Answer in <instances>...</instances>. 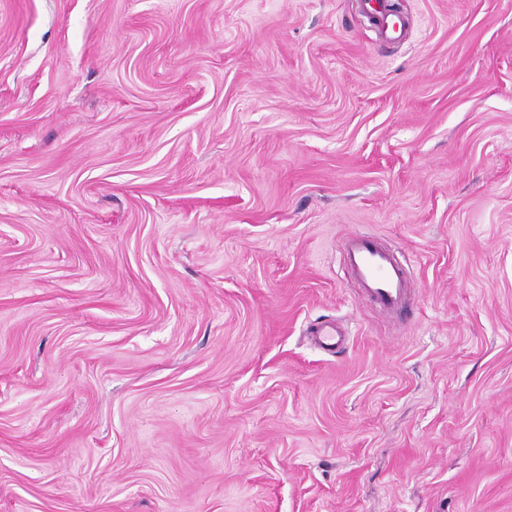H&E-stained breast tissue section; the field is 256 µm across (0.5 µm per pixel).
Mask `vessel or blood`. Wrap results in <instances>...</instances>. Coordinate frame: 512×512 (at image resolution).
Returning a JSON list of instances; mask_svg holds the SVG:
<instances>
[{
	"label": "vessel or blood",
	"instance_id": "b4317fda",
	"mask_svg": "<svg viewBox=\"0 0 512 512\" xmlns=\"http://www.w3.org/2000/svg\"><path fill=\"white\" fill-rule=\"evenodd\" d=\"M363 9L382 40L403 38L402 20L387 13L383 0H363ZM342 260L360 293L377 305L384 318L403 316L410 300L408 276L389 248L375 239L351 234L345 239Z\"/></svg>",
	"mask_w": 512,
	"mask_h": 512
}]
</instances>
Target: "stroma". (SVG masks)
<instances>
[{"mask_svg": "<svg viewBox=\"0 0 512 512\" xmlns=\"http://www.w3.org/2000/svg\"><path fill=\"white\" fill-rule=\"evenodd\" d=\"M393 2L0 0V512H512V0ZM362 5L382 40L395 41L404 37V23L397 16L387 13L382 0H363ZM342 260L360 293L387 319H400L410 300L408 276L392 251L358 234L346 237Z\"/></svg>", "mask_w": 512, "mask_h": 512, "instance_id": "1", "label": "stroma"}]
</instances>
